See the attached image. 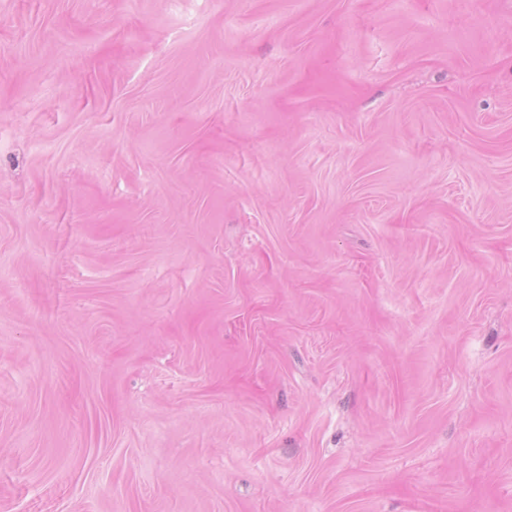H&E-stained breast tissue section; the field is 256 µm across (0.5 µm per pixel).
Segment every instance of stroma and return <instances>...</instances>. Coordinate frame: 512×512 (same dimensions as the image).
Returning <instances> with one entry per match:
<instances>
[{
  "instance_id": "35a3bbf8",
  "label": "stroma",
  "mask_w": 512,
  "mask_h": 512,
  "mask_svg": "<svg viewBox=\"0 0 512 512\" xmlns=\"http://www.w3.org/2000/svg\"><path fill=\"white\" fill-rule=\"evenodd\" d=\"M0 512H512V0H0Z\"/></svg>"
}]
</instances>
